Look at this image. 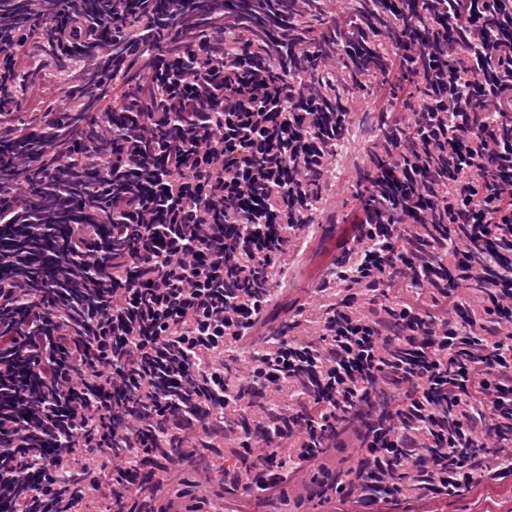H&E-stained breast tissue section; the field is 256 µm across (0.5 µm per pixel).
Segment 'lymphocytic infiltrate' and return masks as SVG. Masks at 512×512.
<instances>
[{"label":"lymphocytic infiltrate","instance_id":"f902f5d3","mask_svg":"<svg viewBox=\"0 0 512 512\" xmlns=\"http://www.w3.org/2000/svg\"><path fill=\"white\" fill-rule=\"evenodd\" d=\"M280 0L264 39L219 0H0V512H82L153 496L234 408L247 451L224 486L251 498L361 424L353 487L375 504L443 501L512 476V0H405L374 66L389 161L357 184L354 259L317 343L257 336L278 261L312 223L356 98L358 0ZM199 60L193 77L181 64ZM69 59L112 111L43 103ZM69 264L39 277L45 234ZM483 296L481 313L470 304ZM26 373H19V364ZM299 399L250 415L261 387Z\"/></svg>","mask_w":512,"mask_h":512}]
</instances>
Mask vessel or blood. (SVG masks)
Segmentation results:
<instances>
[{
	"label": "vessel or blood",
	"mask_w": 512,
	"mask_h": 512,
	"mask_svg": "<svg viewBox=\"0 0 512 512\" xmlns=\"http://www.w3.org/2000/svg\"><path fill=\"white\" fill-rule=\"evenodd\" d=\"M358 441L354 433H346L341 445L327 449L319 458L302 470L288 484V512H300L301 508L317 496L318 489L334 490L345 460L356 455ZM159 512H208L203 497L175 495L160 504Z\"/></svg>",
	"instance_id": "1"
}]
</instances>
